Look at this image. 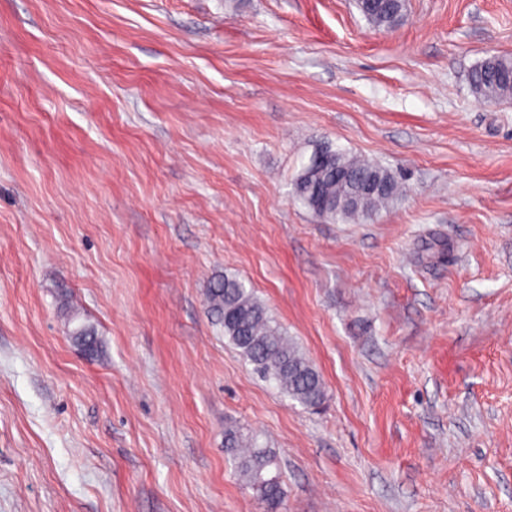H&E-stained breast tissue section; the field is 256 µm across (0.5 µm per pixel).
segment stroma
Segmentation results:
<instances>
[{
	"instance_id": "1",
	"label": "stroma",
	"mask_w": 512,
	"mask_h": 512,
	"mask_svg": "<svg viewBox=\"0 0 512 512\" xmlns=\"http://www.w3.org/2000/svg\"><path fill=\"white\" fill-rule=\"evenodd\" d=\"M512 0H0V512H512ZM340 148L403 174L369 220L293 194ZM316 366L304 409L205 310L217 274ZM66 285L67 299L58 287ZM95 327L91 358L73 342ZM469 87L478 102L512 98V56L493 55L476 64L469 74ZM70 335L73 341L81 347L89 357H94L98 354L100 341L93 327L81 323L76 328L72 329ZM224 448L239 477L255 492L265 511L276 512L283 503L285 491L275 449L260 442L257 432L241 426L224 431ZM272 468L276 469L274 475Z\"/></svg>"
}]
</instances>
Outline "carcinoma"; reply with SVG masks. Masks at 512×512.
I'll list each match as a JSON object with an SVG mask.
<instances>
[{
    "label": "carcinoma",
    "mask_w": 512,
    "mask_h": 512,
    "mask_svg": "<svg viewBox=\"0 0 512 512\" xmlns=\"http://www.w3.org/2000/svg\"><path fill=\"white\" fill-rule=\"evenodd\" d=\"M403 0L389 9L366 16L378 29L391 24V16L403 10ZM475 99L492 103L512 98V56L493 55L476 64L469 74ZM294 194L316 216L334 222L371 217L396 201L403 191L402 178L382 164L336 150L321 163H304L294 177ZM206 313L254 371L305 408H315L326 398L325 382L299 350L286 330L270 315L253 289L235 276L213 277L205 291ZM73 341L90 357L99 352L93 327L84 323L72 329ZM224 448L239 477L255 492L265 512H277L285 491L275 449L260 435L237 426L224 431Z\"/></svg>",
    "instance_id": "1"
}]
</instances>
